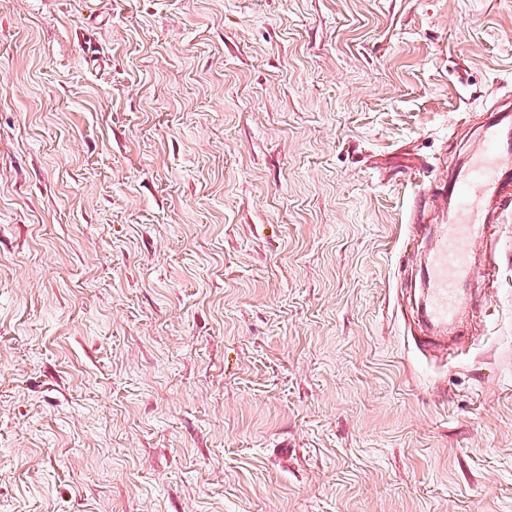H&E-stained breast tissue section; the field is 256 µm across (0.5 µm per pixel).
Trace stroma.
Returning a JSON list of instances; mask_svg holds the SVG:
<instances>
[{
	"instance_id": "stroma-1",
	"label": "stroma",
	"mask_w": 512,
	"mask_h": 512,
	"mask_svg": "<svg viewBox=\"0 0 512 512\" xmlns=\"http://www.w3.org/2000/svg\"><path fill=\"white\" fill-rule=\"evenodd\" d=\"M512 0H0V512H512L500 285L425 345Z\"/></svg>"
}]
</instances>
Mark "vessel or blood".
Instances as JSON below:
<instances>
[{"mask_svg": "<svg viewBox=\"0 0 512 512\" xmlns=\"http://www.w3.org/2000/svg\"><path fill=\"white\" fill-rule=\"evenodd\" d=\"M471 141L463 165L448 179L453 210L432 236L424 274V323L447 330L460 307L456 288L471 277V244L487 237L493 213L512 206V101L498 106Z\"/></svg>", "mask_w": 512, "mask_h": 512, "instance_id": "obj_1", "label": "vessel or blood"}]
</instances>
